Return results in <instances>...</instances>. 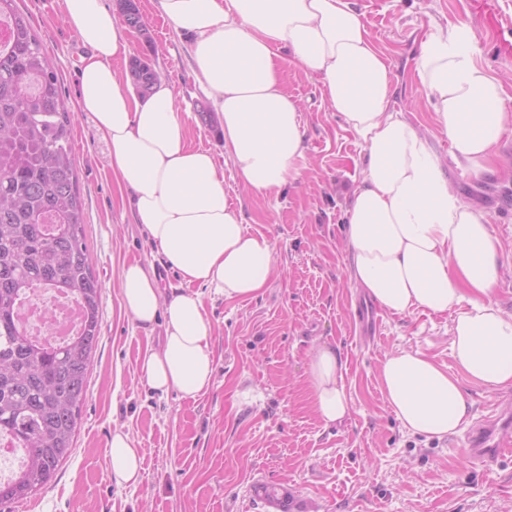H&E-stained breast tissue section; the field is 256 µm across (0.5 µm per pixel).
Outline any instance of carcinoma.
Segmentation results:
<instances>
[{
	"instance_id": "carcinoma-1",
	"label": "carcinoma",
	"mask_w": 512,
	"mask_h": 512,
	"mask_svg": "<svg viewBox=\"0 0 512 512\" xmlns=\"http://www.w3.org/2000/svg\"><path fill=\"white\" fill-rule=\"evenodd\" d=\"M124 23L141 30L135 0H120ZM141 94L159 80L146 59L130 63ZM75 295L83 317L63 344L30 337L17 304L30 289ZM101 284L84 235L71 118L53 61L16 0H0V433L27 449L25 469L0 482V506L45 488L74 449L99 339ZM288 512V494L258 487Z\"/></svg>"
}]
</instances>
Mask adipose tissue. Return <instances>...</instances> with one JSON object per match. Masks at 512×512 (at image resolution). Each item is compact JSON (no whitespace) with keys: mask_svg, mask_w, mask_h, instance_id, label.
<instances>
[{"mask_svg":"<svg viewBox=\"0 0 512 512\" xmlns=\"http://www.w3.org/2000/svg\"><path fill=\"white\" fill-rule=\"evenodd\" d=\"M62 7L92 49L81 66L80 109L108 143L112 174L144 236L183 281L166 294L140 262L121 268V314L146 330L164 327L161 349L138 360L141 375L157 394L197 397L215 362L202 292L257 296L276 272L273 244L248 232L213 156L188 145L173 90L162 81L144 97L127 89L116 68L129 52L125 28L103 0H62ZM158 7L188 38L194 76L221 117L225 161L256 195L295 181L305 150L300 107L284 87L275 49H287L320 80L324 98L362 139L363 180L345 212L349 277L388 312L452 313L460 369L454 375L421 353L396 352L380 369L386 402L412 434L460 432L470 406L463 380L489 391L512 387V314L494 299L500 246L488 211L449 192L419 130L390 111V67L361 13L350 0H158ZM475 40L465 22L432 23L414 70L454 162L481 177L494 170L512 113L500 82L476 62ZM344 367L334 346L308 355L312 404L328 425L350 411ZM108 458L117 485L140 482L143 458L128 432H113Z\"/></svg>","mask_w":512,"mask_h":512,"instance_id":"ef3b65f1","label":"adipose tissue"}]
</instances>
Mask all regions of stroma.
<instances>
[{"mask_svg":"<svg viewBox=\"0 0 512 512\" xmlns=\"http://www.w3.org/2000/svg\"><path fill=\"white\" fill-rule=\"evenodd\" d=\"M362 10L373 43L390 64L392 111L418 126L462 201L490 214L500 241L497 300L512 312V219L494 201L512 192V152L499 154L495 174L477 178L457 167L436 123L412 61L431 22L469 18L468 0H381ZM146 31L129 30L132 55L146 58L174 91L190 146L209 150L229 172L221 119L195 81L189 42L177 34L158 0H137ZM52 58L62 97L73 113L74 159L85 209V242L102 285L100 337L75 448L51 484L12 504V512H275L255 493L260 484L288 490L290 512H512V454L484 467L474 463L459 432L429 440L404 429L379 384L386 356L421 353L450 373L451 314L380 311L377 335L356 329L363 294L353 288L344 241L347 198L359 185L363 142L286 50L276 59L285 87L301 108L305 153L301 174L280 193L258 196L229 180L232 204L249 231L269 236L277 271L256 297L227 301L205 291V318L215 371L194 398L162 397L143 383L138 359L160 349L162 324L139 327L119 313L124 262L139 261L162 290L183 282L144 238L109 166V148L78 104V73L90 53L63 21L61 0H17ZM495 37L476 32L477 59L501 82L512 113V60L497 57ZM329 343L345 361L348 417L325 425L312 406L307 354ZM130 434L143 455L140 483L116 485L107 445L114 429Z\"/></svg>","mask_w":512,"mask_h":512,"instance_id":"1","label":"stroma"}]
</instances>
